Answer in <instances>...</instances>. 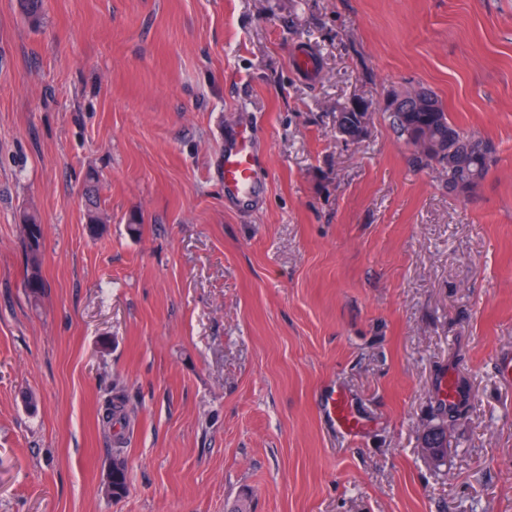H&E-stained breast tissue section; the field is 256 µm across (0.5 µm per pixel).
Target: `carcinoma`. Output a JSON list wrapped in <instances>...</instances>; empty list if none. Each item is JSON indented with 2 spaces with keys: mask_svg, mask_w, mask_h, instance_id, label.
Here are the masks:
<instances>
[{
  "mask_svg": "<svg viewBox=\"0 0 512 512\" xmlns=\"http://www.w3.org/2000/svg\"><path fill=\"white\" fill-rule=\"evenodd\" d=\"M21 9L28 22L36 26L41 23L42 0H19ZM427 106L419 107L413 101H406L397 112L389 115L390 124L398 137L412 147L410 163L412 167L423 169L429 166L426 152L440 146L454 158L452 164L442 165L447 176L448 193L456 197L468 196L486 177L494 147L491 142L479 138L454 124L437 96L426 91ZM85 207L90 235L100 232L101 218L95 190V176L86 175ZM25 225V248L27 266L30 274L26 278L25 288L33 299H39L47 288L40 274V250L44 228L33 215L23 218ZM425 447L433 450V456H444L447 443L444 431H432L425 437ZM112 487L111 495L121 498L127 492L126 464L120 455L113 457L109 473Z\"/></svg>",
  "mask_w": 512,
  "mask_h": 512,
  "instance_id": "1",
  "label": "carcinoma"
}]
</instances>
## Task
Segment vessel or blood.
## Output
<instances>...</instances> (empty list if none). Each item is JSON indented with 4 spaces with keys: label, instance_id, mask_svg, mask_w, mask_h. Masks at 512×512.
I'll list each match as a JSON object with an SVG mask.
<instances>
[{
    "label": "vessel or blood",
    "instance_id": "vessel-or-blood-1",
    "mask_svg": "<svg viewBox=\"0 0 512 512\" xmlns=\"http://www.w3.org/2000/svg\"><path fill=\"white\" fill-rule=\"evenodd\" d=\"M221 161L225 193L234 197L250 198L257 184L254 135L251 128L244 127L224 137ZM439 388L443 402L452 409L464 405L470 398L468 388L453 371L441 377ZM326 410L329 419L337 424L344 435L352 437L362 432V421L352 414L343 395H330Z\"/></svg>",
    "mask_w": 512,
    "mask_h": 512
}]
</instances>
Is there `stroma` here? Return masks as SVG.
Listing matches in <instances>:
<instances>
[{"instance_id": "35a3bbf8", "label": "stroma", "mask_w": 512, "mask_h": 512, "mask_svg": "<svg viewBox=\"0 0 512 512\" xmlns=\"http://www.w3.org/2000/svg\"><path fill=\"white\" fill-rule=\"evenodd\" d=\"M410 87L494 144L470 196L411 167L384 110ZM354 98L359 143L335 124ZM241 125L246 204L219 155ZM508 352L512 0H45L38 29L0 0V512H512ZM366 104L361 100H354L348 106H345L341 110L339 109L336 113V130L342 133L346 140L351 142H360L367 137L370 128V122L368 120V114L359 117V122L352 126L344 119L345 113L355 112L363 113L369 112ZM220 155L224 192L234 197L250 198L257 184L252 129L244 127L230 136L224 134ZM87 185L85 193V207L87 215V226L90 235L96 236L100 232L101 218L97 215L99 208L98 197L95 190V176L93 173H88L85 178ZM25 248L27 266L30 267V274L26 278L25 288L28 295L37 301L47 288L40 274V250L44 236V228L33 215H25ZM439 388L441 398L449 409L462 406L470 399V391L460 376L453 370H448V374L441 377ZM329 419L337 424L341 433L348 437L357 436L364 429L362 421L355 417L346 398L341 394L332 393L326 404ZM108 479L112 487L110 493L112 497L120 498L123 497L127 492V470L126 464L123 458L120 457V453L117 451V455L113 457L112 469L109 473Z\"/></svg>"}]
</instances>
